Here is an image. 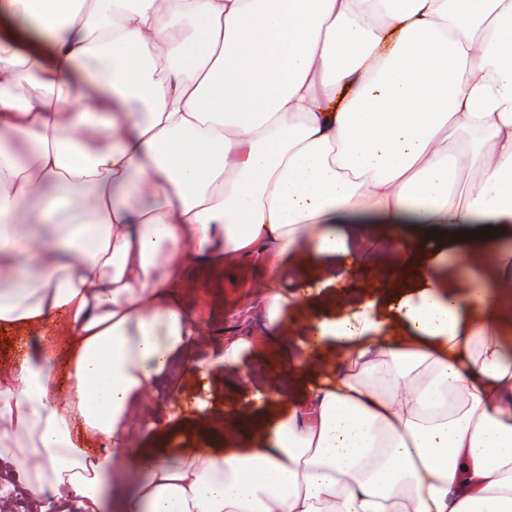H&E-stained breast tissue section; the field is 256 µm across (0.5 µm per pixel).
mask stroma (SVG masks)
<instances>
[{
  "label": "stroma",
  "instance_id": "stroma-1",
  "mask_svg": "<svg viewBox=\"0 0 512 512\" xmlns=\"http://www.w3.org/2000/svg\"><path fill=\"white\" fill-rule=\"evenodd\" d=\"M369 255L370 279L384 280L385 285L367 289L366 294L383 314L394 302L414 295L416 288L414 283L396 279L395 256L383 244L372 243ZM270 257V248L262 247L224 267L215 268L199 255L190 254L188 262L193 276L181 288L180 298L187 315L197 326L198 343L192 360L175 362L169 378L159 381L152 391L151 411L156 429L141 439V447H157L172 453L223 451L219 437L204 428L192 407L198 401L206 403L210 416L217 420L238 409L249 397L247 386L239 379L243 373L256 380L285 378L291 401L307 396L306 385L287 375L291 356L287 342L267 330L259 285ZM234 338H246L253 343L244 357L240 374L218 369L204 375L192 371L193 360L222 354L225 343Z\"/></svg>",
  "mask_w": 512,
  "mask_h": 512
}]
</instances>
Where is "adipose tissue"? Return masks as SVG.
Instances as JSON below:
<instances>
[{
  "label": "adipose tissue",
  "instance_id": "1",
  "mask_svg": "<svg viewBox=\"0 0 512 512\" xmlns=\"http://www.w3.org/2000/svg\"><path fill=\"white\" fill-rule=\"evenodd\" d=\"M37 83L40 96L22 88ZM483 264L294 337L339 368L245 450L132 452L197 331L188 255L275 247L271 327L356 286L373 227ZM321 283L282 289L297 255ZM0 469L78 512H512V0H0ZM66 366L69 384L57 372ZM100 452L91 447L99 441ZM477 238H461V231H444L432 234L425 246V259L431 261L440 252L448 251V268L444 270L446 279L452 276V267L463 258L474 245Z\"/></svg>",
  "mask_w": 512,
  "mask_h": 512
}]
</instances>
